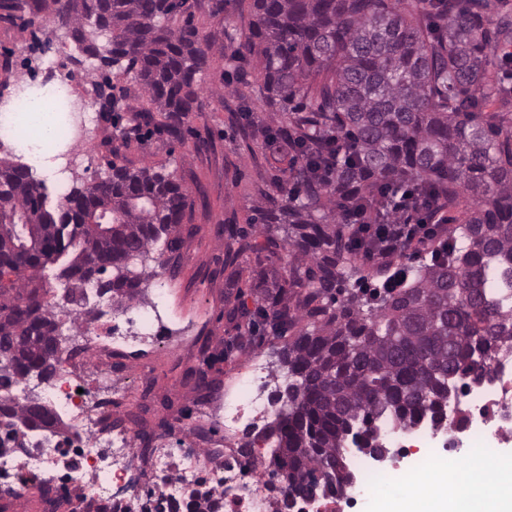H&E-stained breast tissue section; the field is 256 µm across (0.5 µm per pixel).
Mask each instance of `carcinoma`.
I'll return each mask as SVG.
<instances>
[{
    "label": "carcinoma",
    "instance_id": "carcinoma-1",
    "mask_svg": "<svg viewBox=\"0 0 512 512\" xmlns=\"http://www.w3.org/2000/svg\"><path fill=\"white\" fill-rule=\"evenodd\" d=\"M80 53L140 84L173 135L201 107L197 75L206 64L195 29H174L184 0H52ZM234 67L256 55L260 83L242 98L271 108L248 138L295 148L288 177L252 205L251 224L284 229L282 247L255 313L230 320L270 322L283 340L271 425L272 476L288 494L336 493L345 435L383 418L406 426L436 419L449 377L481 382L496 349L512 344V130L483 111L497 52L490 17L474 0H427L403 10L388 0H251ZM343 142L339 150L336 140ZM411 188L456 225L430 261L401 265L397 285L366 295L359 251L340 227L343 212L372 213L388 194ZM187 205L182 184L161 169L112 167V175L71 190L53 210L29 167L0 158V388L59 371L63 330L55 309L94 317L85 284L119 307L142 297L161 243L179 250ZM60 272H55L58 265ZM64 281L60 301L44 282ZM6 436L58 422L39 395L18 404L0 396Z\"/></svg>",
    "mask_w": 512,
    "mask_h": 512
}]
</instances>
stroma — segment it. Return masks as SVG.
<instances>
[{"label":"stroma","instance_id":"stroma-1","mask_svg":"<svg viewBox=\"0 0 512 512\" xmlns=\"http://www.w3.org/2000/svg\"><path fill=\"white\" fill-rule=\"evenodd\" d=\"M251 0H188L187 9L170 21L172 27L196 29L207 44L206 66L200 83V111L191 113L181 126L180 137L169 133L138 137L131 130V111L148 107L141 87L117 69L88 67L65 27L50 11L32 7L0 8V100L13 94L18 82L39 85V47L60 49L67 72L81 76V95L94 105L104 96L118 103L116 113L99 115L96 132L74 152L85 158L83 167L72 170L69 184L80 185L111 173L112 165L131 168H165L185 187L188 206L181 228V246L174 253L168 273L169 290L163 320L182 347L168 343L137 346L127 361L134 379L129 403L146 426H169L171 447L217 430V423L199 418V397L193 385L223 391L244 373L250 358L259 356L277 367L279 339L272 334L252 336L246 346L236 341L237 331L226 318L229 306L246 304L255 310L266 285L267 271L282 267L283 250L248 251L243 256L249 282L237 280L224 265L229 241L225 225L247 233L249 241L264 242L262 225L249 224L253 201L274 190L276 171L265 161L261 142H245L240 106L259 76L260 63L250 57L240 73L236 92H229L228 70L220 44L235 41L245 33L251 19ZM54 495L41 487L27 491L22 499L0 501V512H112L109 504L95 507L51 478Z\"/></svg>","mask_w":512,"mask_h":512}]
</instances>
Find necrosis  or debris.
<instances>
[{"label":"necrosis or debris","instance_id":"4bbe7bcc","mask_svg":"<svg viewBox=\"0 0 512 512\" xmlns=\"http://www.w3.org/2000/svg\"><path fill=\"white\" fill-rule=\"evenodd\" d=\"M75 76H63L57 95L69 107L71 136L83 139L98 128L99 115L76 91ZM165 277H158L154 299L138 309L124 325L85 323L80 348L62 352V367L46 391L58 414L54 431L32 439L17 435L14 446L0 448V500L20 497L29 477L59 471L68 487L92 492L110 502L113 512H156L159 500L190 502L203 493L198 468L197 441L179 448L169 445L165 429L143 432L129 413L120 412L125 401L128 367L120 349L133 342H148L150 329L160 321L165 299ZM99 346L105 356L95 376L82 367L87 348ZM269 368L252 359L245 375L224 391V437L209 441L213 464L208 472L212 491L222 512H276L287 495L286 487L270 492L273 459L265 452L263 432L276 416L266 387L256 384ZM492 381L469 385L450 400L441 426L400 427L383 420L381 431L394 456L409 447L436 449L438 457L470 460L481 452L494 458L501 443L512 437V348L499 350L492 363ZM157 485L153 494L143 490L145 481Z\"/></svg>","mask_w":512,"mask_h":512}]
</instances>
